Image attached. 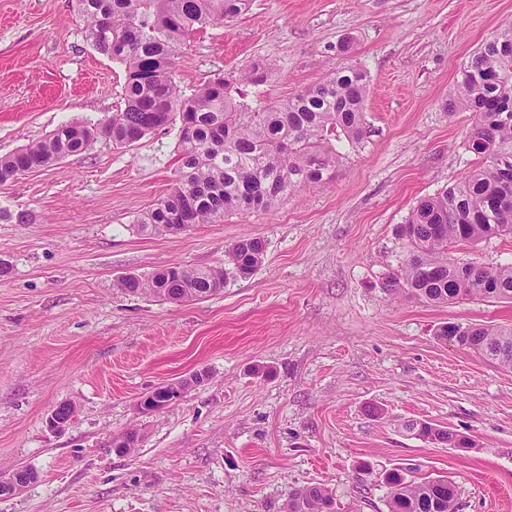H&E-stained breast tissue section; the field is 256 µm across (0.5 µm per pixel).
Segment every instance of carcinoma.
I'll use <instances>...</instances> for the list:
<instances>
[{
    "label": "carcinoma",
    "instance_id": "cac0c4a2",
    "mask_svg": "<svg viewBox=\"0 0 512 512\" xmlns=\"http://www.w3.org/2000/svg\"><path fill=\"white\" fill-rule=\"evenodd\" d=\"M248 0H77L93 47L125 71L124 108L98 124L72 122L42 141L0 157V182L21 170L44 169L65 154L85 151L100 135L130 146L177 121L179 171L172 191L136 219L143 231L173 232L176 223L211 224L224 215L268 211L285 193L327 180L340 162L336 143L363 135L367 74L334 68L323 79L284 100L255 103L238 90L264 81L261 66L217 77L187 94L174 79L175 61L192 34L238 16ZM458 104L473 112L469 140L481 165L421 199L398 235L408 257L384 287L432 305L467 297L512 300V265L461 264L452 247L512 234V21L488 38L458 73ZM264 241L237 240L225 254L231 272L248 276L262 263ZM221 268L171 266L146 277L126 275L116 287L169 302L206 298L224 287ZM444 339L512 369V330L495 325L448 323ZM416 437L453 447L458 435L409 420ZM389 512H456L458 490L432 480L387 475ZM285 512H334L321 486L298 489Z\"/></svg>",
    "mask_w": 512,
    "mask_h": 512
}]
</instances>
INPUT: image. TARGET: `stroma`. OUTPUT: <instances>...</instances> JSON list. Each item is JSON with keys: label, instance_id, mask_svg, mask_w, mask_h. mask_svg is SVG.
Instances as JSON below:
<instances>
[{"label": "stroma", "instance_id": "35a3bbf8", "mask_svg": "<svg viewBox=\"0 0 512 512\" xmlns=\"http://www.w3.org/2000/svg\"><path fill=\"white\" fill-rule=\"evenodd\" d=\"M512 19V0H251L194 33L176 60L190 90L260 64L249 97L285 99L331 66L370 79L362 139L332 178L269 211L181 234L140 232L167 195L179 130L83 153L0 183V474L37 477L0 512H284L322 486L336 512H389L387 473L453 479L459 512H512V369L436 336L446 322L512 325V300L427 305L382 282L406 257L398 224L479 165L474 116L449 111L457 74ZM124 70L85 36L76 0H0V156L71 121L123 108ZM264 240L248 277L166 302L115 288L160 267L223 266L239 237ZM463 263L512 264V238L456 246ZM203 382L150 414L157 386ZM75 413L62 430L46 419ZM415 419L467 435L412 436ZM138 429L139 445L109 443Z\"/></svg>", "mask_w": 512, "mask_h": 512}]
</instances>
